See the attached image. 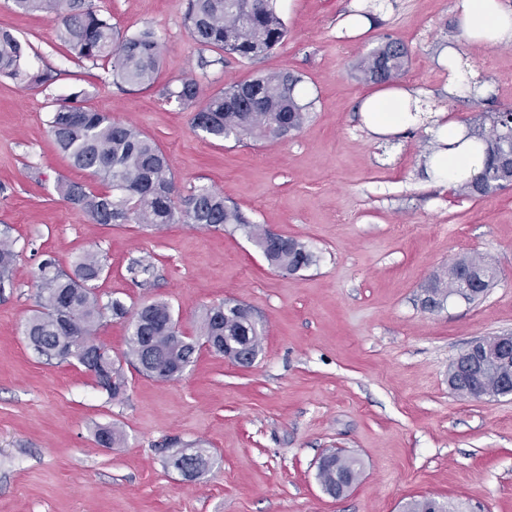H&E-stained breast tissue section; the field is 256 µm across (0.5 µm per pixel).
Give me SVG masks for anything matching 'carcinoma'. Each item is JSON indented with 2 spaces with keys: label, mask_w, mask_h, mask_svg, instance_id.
<instances>
[{
  "label": "carcinoma",
  "mask_w": 512,
  "mask_h": 512,
  "mask_svg": "<svg viewBox=\"0 0 512 512\" xmlns=\"http://www.w3.org/2000/svg\"><path fill=\"white\" fill-rule=\"evenodd\" d=\"M233 14L224 9L225 0H188L186 20L195 43L202 48H219L240 59L255 60L283 43L287 29L278 15L274 0H238ZM22 12L40 11L55 25L57 39L76 58L93 64L107 60L117 81L130 87L153 84L161 62V45L154 31L144 29L132 36H121L93 3V0H12ZM29 43L0 30V73L24 83L44 88L55 82L50 71L30 73L22 68ZM409 50L388 41L362 57L357 70L366 82L387 84L406 70ZM300 79L288 72L259 74L233 83L206 97L194 111L193 128L215 139H277L281 129L300 130L308 119L311 103L302 102L296 87ZM83 92H74L53 104L48 128L58 149L71 165L95 177L105 189L93 190L85 184L66 180L57 183L58 193L80 210L92 224H142L159 229L168 224H192L218 229L234 224L266 249L267 262L284 275H294L314 263V255L296 239L287 238L264 247V232L251 223L236 206L224 203L219 192L201 188L175 205V182L169 161L159 146L137 128L112 120L109 115L85 105ZM167 99L192 106L200 99L197 81L161 90ZM488 127L469 136L486 143L483 170L459 188L469 197H485L498 188L502 168L512 153V129L499 112L485 116ZM9 229L0 231V294L13 287L12 271L16 254L8 244ZM484 258L463 255L432 280L438 301L458 286V269H475ZM104 264L98 253L87 251L73 262L72 271L62 269L56 260L44 259L38 268L33 314L23 324L22 333L39 355L61 363H78L94 374L98 386L111 399L124 390L125 378L110 353L96 341L106 314L124 316L127 308L119 299L107 302L93 291ZM213 306L204 314L200 334L183 336L177 328L169 304L156 300L141 305L132 314L125 358L136 363L138 371L161 381L179 378L181 373L160 374L153 360L160 357L175 369L193 362L206 341L221 347H247L257 355L262 348L258 320L244 311L232 309L222 317ZM96 441L106 447L121 441L115 426L100 427ZM170 463L181 474L194 479L209 471L211 456L205 448L181 450ZM360 462L337 453L325 458L317 479L326 488H336L342 478L359 480Z\"/></svg>",
  "instance_id": "obj_1"
}]
</instances>
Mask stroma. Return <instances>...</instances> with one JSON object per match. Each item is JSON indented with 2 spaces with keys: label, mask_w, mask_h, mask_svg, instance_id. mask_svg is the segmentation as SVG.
Here are the masks:
<instances>
[{
  "label": "stroma",
  "mask_w": 512,
  "mask_h": 512,
  "mask_svg": "<svg viewBox=\"0 0 512 512\" xmlns=\"http://www.w3.org/2000/svg\"><path fill=\"white\" fill-rule=\"evenodd\" d=\"M356 2L373 27L338 39L336 21ZM94 3L120 34L155 31L156 87L118 84L106 61L70 54L47 17L0 0V29L32 46L28 69L56 76L44 90L0 75V228L16 254L15 286L0 296V512H403L421 497L456 512H512V396L477 402L448 385L471 341L512 332V188L469 199L429 179L431 135L370 133L357 108L375 86L356 70L370 50L399 41L411 54L401 83L475 126L512 107V47L467 43L456 0H276L285 41L237 60L199 48L185 0ZM450 44L491 85L486 99L449 98L437 56ZM273 71L299 76L312 105L284 139L214 140L193 129L192 108L160 94L193 78L209 95ZM76 89L86 106L159 145L177 197L216 190L252 223L303 242L314 264L282 275L231 225L90 223L55 186L93 179L70 165L47 125L53 99ZM88 249L105 263L95 283L103 300L132 311L166 301L183 335H199L210 306H250L264 331L255 364L204 348L181 378L162 382L125 362L129 321L111 316L96 339L122 363L119 398L81 365L46 361L22 334L37 268L48 255L71 267ZM464 254L495 266L494 286L479 301L425 310L430 280ZM138 261L150 272L134 271ZM108 425L121 428L120 446L96 443ZM198 446L212 466L189 480L169 457ZM337 449L362 464L338 500L317 479L318 458Z\"/></svg>",
  "instance_id": "obj_1"
}]
</instances>
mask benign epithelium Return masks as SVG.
Returning a JSON list of instances; mask_svg holds the SVG:
<instances>
[{
    "instance_id": "1",
    "label": "benign epithelium",
    "mask_w": 512,
    "mask_h": 512,
    "mask_svg": "<svg viewBox=\"0 0 512 512\" xmlns=\"http://www.w3.org/2000/svg\"><path fill=\"white\" fill-rule=\"evenodd\" d=\"M495 278V271L486 270L477 279L464 276L460 288L452 294L464 301L473 296H482L483 288ZM224 356L240 367H250L255 361L252 354L241 348L224 347ZM494 367L499 375L496 390H488L480 381L481 375L489 367ZM448 380L453 384L463 381L468 385L466 398L477 401H492L512 395V334L478 338L461 352L452 362Z\"/></svg>"
}]
</instances>
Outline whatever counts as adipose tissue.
<instances>
[{"instance_id":"1","label":"adipose tissue","mask_w":512,"mask_h":512,"mask_svg":"<svg viewBox=\"0 0 512 512\" xmlns=\"http://www.w3.org/2000/svg\"><path fill=\"white\" fill-rule=\"evenodd\" d=\"M457 25L466 40L482 48L512 44V5L506 0H458ZM418 90L405 86L388 87L364 97L360 117L376 135L396 134L418 123ZM434 133L439 144L433 153L430 170L448 185H456L479 174L483 168V145L465 139V128L438 111Z\"/></svg>"}]
</instances>
